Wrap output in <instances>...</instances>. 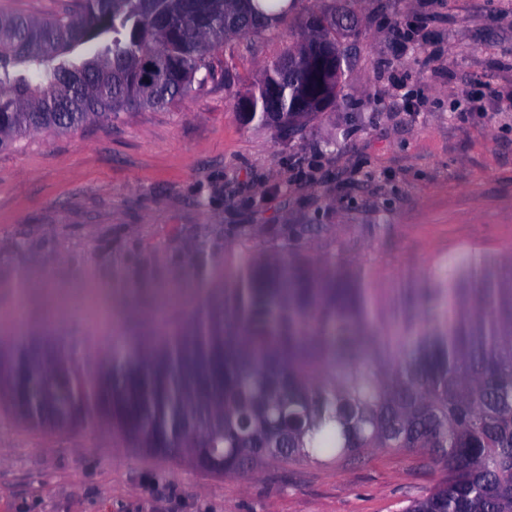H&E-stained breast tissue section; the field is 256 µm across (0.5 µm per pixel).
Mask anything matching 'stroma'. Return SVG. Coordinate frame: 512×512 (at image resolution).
I'll return each instance as SVG.
<instances>
[{"label": "stroma", "mask_w": 512, "mask_h": 512, "mask_svg": "<svg viewBox=\"0 0 512 512\" xmlns=\"http://www.w3.org/2000/svg\"><path fill=\"white\" fill-rule=\"evenodd\" d=\"M343 99L285 133L248 119L242 95L290 43L288 21L218 48L213 78L167 108L0 150V351L29 285L85 350L140 340L162 291L230 286L244 245L286 239L314 258L344 235L371 288L433 285L442 260L512 250V0H355ZM410 32L398 39L397 29ZM322 230L309 236L308 226ZM383 225L380 236L366 228ZM441 478L426 455L262 464L217 477L125 447L111 425H32L0 404V512H404Z\"/></svg>", "instance_id": "stroma-1"}]
</instances>
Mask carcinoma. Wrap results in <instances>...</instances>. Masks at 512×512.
I'll return each mask as SVG.
<instances>
[{"mask_svg":"<svg viewBox=\"0 0 512 512\" xmlns=\"http://www.w3.org/2000/svg\"><path fill=\"white\" fill-rule=\"evenodd\" d=\"M302 0H75L59 14H0V149L164 108L238 38L278 28ZM346 6L299 19L283 56L248 90L253 116L296 122L345 96ZM234 282L183 326L153 330L91 368L71 366L41 329L0 360V403L24 380L27 419L51 409L112 424L128 448L224 449L227 474L258 460L340 461L374 448L419 450L442 478L405 512H512V253L472 250L423 294L368 287L336 241L318 260L291 242L241 253Z\"/></svg>","mask_w":512,"mask_h":512,"instance_id":"carcinoma-1","label":"carcinoma"}]
</instances>
